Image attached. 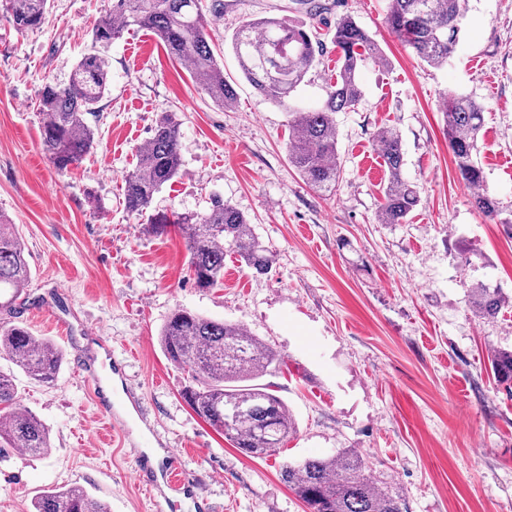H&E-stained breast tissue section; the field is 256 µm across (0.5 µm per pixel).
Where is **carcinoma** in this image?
Listing matches in <instances>:
<instances>
[{
  "label": "carcinoma",
  "mask_w": 512,
  "mask_h": 512,
  "mask_svg": "<svg viewBox=\"0 0 512 512\" xmlns=\"http://www.w3.org/2000/svg\"><path fill=\"white\" fill-rule=\"evenodd\" d=\"M112 5L93 24L92 45H108L124 30H150L173 59L188 64L196 82L222 108H232L237 93L224 78L210 44L208 21L199 0H111ZM47 0H5V18L20 30L36 28L45 19ZM464 18L463 0H389L386 23L412 54L429 66L448 62L459 40ZM333 42L340 53L336 81L326 87L320 107L302 112L289 100L315 69L323 52L320 41L304 26L277 18L244 21L230 44L241 72L268 100L285 108L292 141L290 163L311 189L326 196L336 190L341 165L337 150L336 113L353 109L361 99L359 76L371 58L387 59L369 33L346 16L336 21ZM109 63L96 49L86 53L65 83L43 86L38 110L42 114L41 143L59 170L77 165L91 152L95 131L88 116L95 113L108 87ZM445 134L456 171L467 186L477 189L473 207L485 218L501 215L500 202L482 189L483 170L477 142L484 113L467 96L451 94L443 111ZM179 125L163 115L140 152L139 163L126 176L125 209L146 213L156 192L178 173L181 165ZM374 141L387 168L378 224H404L420 202L414 184L403 176L401 136L381 128ZM185 230L189 272L196 287L214 288L224 281V247L237 253L244 266L267 275L273 251L254 225L231 204L216 199L204 213L151 215L145 230L167 232L169 224ZM32 278L25 245L13 224L0 221V355L31 381L51 384L63 363V352L50 340L11 321L16 302ZM472 311L494 318L505 304L500 288L477 280L468 284ZM160 344L170 363L183 371L188 385L182 396L194 413L224 434L241 453L260 457L284 447L297 433L288 405L261 379L284 364L281 356L246 327L206 318L185 308L174 309L164 321ZM491 366L497 382L512 391V349L493 350ZM20 448L31 457L51 453L50 430L20 404L13 371L0 369V449ZM368 461L357 448L288 463L282 480L306 506L307 512H403L400 495L385 483L371 479ZM31 512H109L107 506L79 486L43 489L31 500Z\"/></svg>",
  "instance_id": "obj_1"
}]
</instances>
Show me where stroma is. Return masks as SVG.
<instances>
[{
	"mask_svg": "<svg viewBox=\"0 0 512 512\" xmlns=\"http://www.w3.org/2000/svg\"><path fill=\"white\" fill-rule=\"evenodd\" d=\"M319 2L324 51L292 106H317L334 80L331 32L341 17L365 28L388 60L366 61L359 104L336 115L343 173L330 198L290 164L286 110L243 77L228 44L247 19L308 23L297 0H224L210 35L238 94L230 109L152 33L126 31L106 50L109 87L90 119L96 145L67 171L42 150L37 100L45 83L68 80L108 0H49L38 29L0 17V220L16 225L32 268L19 320L64 355L52 384L17 377L21 404L49 428L52 451L0 457V512H29L37 491L72 485L111 512H198L200 500L210 512H305L283 464L341 448L367 451L370 476L406 512H512V393L490 370L493 349L512 347V0H466L460 41L439 68L390 33L388 0ZM450 93L482 107L479 160L504 223L485 220L457 176L441 113ZM165 113L180 126L181 166L153 210L202 213L220 196L275 250L269 275L253 276L228 249L223 285L196 288L182 231L147 233L145 217L123 209L124 180ZM382 127L399 132L404 174L420 191L404 224L375 221L387 180L374 142ZM467 246L480 254L472 276L509 298L493 319L466 301L459 252ZM177 306L243 325L281 354L267 381L298 426L282 449L246 456L189 408L183 375L159 343ZM102 342L123 360L144 420H127L118 389L103 413L76 372ZM147 437L174 449L195 498L170 491L159 503L138 484Z\"/></svg>",
	"mask_w": 512,
	"mask_h": 512,
	"instance_id": "stroma-1",
	"label": "stroma"
}]
</instances>
